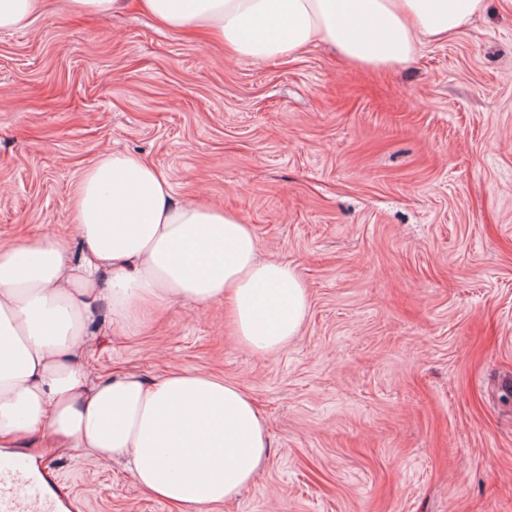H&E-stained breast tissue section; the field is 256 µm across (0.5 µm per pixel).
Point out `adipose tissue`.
<instances>
[{"instance_id": "adipose-tissue-1", "label": "adipose tissue", "mask_w": 512, "mask_h": 512, "mask_svg": "<svg viewBox=\"0 0 512 512\" xmlns=\"http://www.w3.org/2000/svg\"><path fill=\"white\" fill-rule=\"evenodd\" d=\"M161 26L205 30L231 58L257 64L333 46L349 65L384 71L422 43L448 39L485 0H138ZM70 222L86 245L72 262L42 233L0 245V438L49 437L125 464L155 498L200 512L237 498L269 453L251 398L181 370L158 382L90 380L85 324L98 307L137 321L143 307L220 302L233 336L278 352L300 330L307 293L295 270L257 258L250 225L205 197H175L139 156L109 152L78 183Z\"/></svg>"}]
</instances>
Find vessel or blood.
<instances>
[{"label":"vessel or blood","mask_w":512,"mask_h":512,"mask_svg":"<svg viewBox=\"0 0 512 512\" xmlns=\"http://www.w3.org/2000/svg\"><path fill=\"white\" fill-rule=\"evenodd\" d=\"M68 497L20 455H0V512H70Z\"/></svg>","instance_id":"b4317fda"}]
</instances>
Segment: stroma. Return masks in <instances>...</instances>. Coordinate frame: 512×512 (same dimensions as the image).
Masks as SVG:
<instances>
[{"instance_id": "1", "label": "stroma", "mask_w": 512, "mask_h": 512, "mask_svg": "<svg viewBox=\"0 0 512 512\" xmlns=\"http://www.w3.org/2000/svg\"><path fill=\"white\" fill-rule=\"evenodd\" d=\"M115 150L237 213L308 294L273 355L220 303L86 327L91 377L187 369L255 401L270 457L203 512H512V0L384 72L321 46L256 66L134 8L45 0L0 31V244L51 232L80 255L74 189ZM12 446L74 512H180L86 450ZM72 10L110 18L127 7L126 0H68Z\"/></svg>"}]
</instances>
